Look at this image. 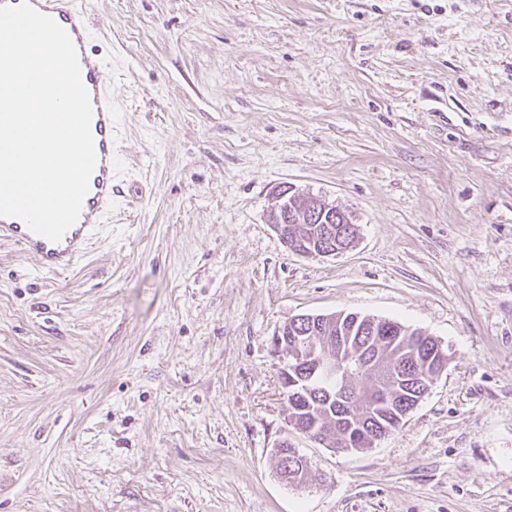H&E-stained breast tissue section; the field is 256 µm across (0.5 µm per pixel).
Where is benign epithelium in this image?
<instances>
[{"label": "benign epithelium", "mask_w": 512, "mask_h": 512, "mask_svg": "<svg viewBox=\"0 0 512 512\" xmlns=\"http://www.w3.org/2000/svg\"><path fill=\"white\" fill-rule=\"evenodd\" d=\"M340 220L342 224H353L348 212L329 203L321 196L305 194L289 189H279L273 193V203L268 211L267 221L285 247L292 253L308 258H327L352 249L356 235L351 234L342 240H334V231L329 226L317 227L323 220ZM338 314H300L296 319L309 325L310 332L325 333L323 345L333 342V337L325 331V327L336 321ZM275 351L290 350L294 364L282 368L283 383L294 381L293 372L296 367L303 366L309 373H323L329 377L340 374L350 375V369L343 367L333 359L317 355V344L309 338L301 343L288 345V324H283L273 336ZM360 376V386L366 387L371 381L385 380L388 377L376 359H362L353 365ZM355 404L349 402L336 408V416L323 423L315 422L307 430L311 439L324 448L336 449L343 444L340 427L352 415Z\"/></svg>", "instance_id": "7a95c632"}]
</instances>
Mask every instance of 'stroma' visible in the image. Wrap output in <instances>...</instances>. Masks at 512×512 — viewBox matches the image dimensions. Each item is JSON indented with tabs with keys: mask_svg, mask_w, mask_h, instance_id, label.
I'll list each match as a JSON object with an SVG mask.
<instances>
[{
	"mask_svg": "<svg viewBox=\"0 0 512 512\" xmlns=\"http://www.w3.org/2000/svg\"><path fill=\"white\" fill-rule=\"evenodd\" d=\"M95 2L112 212L67 275L0 242V512H512V0ZM283 186L355 247L287 250ZM340 311L449 354L364 452L287 432L272 338ZM297 221L298 232L307 235L311 241L309 247H299L298 240L300 235L290 234L288 229V211ZM324 219L333 221L340 220V224H331L336 230L341 229V224H349L347 234L349 236L339 238L334 241V231L331 227L324 224V227H317ZM268 224H271L273 230L285 247L292 253L308 258H327L336 256L352 249L355 245L356 234H350L353 228V221L347 211L336 208V205L329 203L321 196L305 194L288 187L279 189L273 193V203L268 211ZM286 223V224H285ZM322 230V233H321ZM330 236L329 240H326Z\"/></svg>",
	"mask_w": 512,
	"mask_h": 512,
	"instance_id": "35a3bbf8",
	"label": "stroma"
}]
</instances>
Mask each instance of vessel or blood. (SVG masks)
I'll list each match as a JSON object with an SVG mask.
<instances>
[{"mask_svg":"<svg viewBox=\"0 0 512 512\" xmlns=\"http://www.w3.org/2000/svg\"><path fill=\"white\" fill-rule=\"evenodd\" d=\"M29 2L62 26L76 48L81 78L90 94L92 105L91 132L96 165L80 216L61 240L54 242L35 234L19 219L0 217V241L16 245L24 253L34 256L42 271L63 274L76 267L112 212L115 155L111 74L106 59L96 54L91 46V0Z\"/></svg>","mask_w":512,"mask_h":512,"instance_id":"obj_1","label":"vessel or blood"}]
</instances>
